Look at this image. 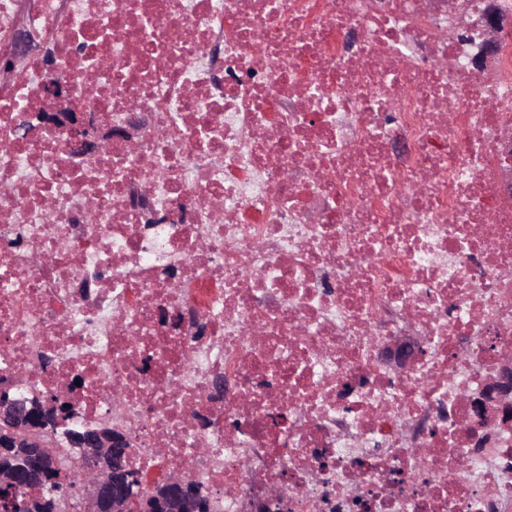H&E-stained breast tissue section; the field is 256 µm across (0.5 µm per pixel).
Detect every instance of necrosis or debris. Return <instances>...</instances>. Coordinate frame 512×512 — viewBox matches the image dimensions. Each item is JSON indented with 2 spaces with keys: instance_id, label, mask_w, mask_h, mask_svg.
Returning <instances> with one entry per match:
<instances>
[{
  "instance_id": "1",
  "label": "necrosis or debris",
  "mask_w": 512,
  "mask_h": 512,
  "mask_svg": "<svg viewBox=\"0 0 512 512\" xmlns=\"http://www.w3.org/2000/svg\"><path fill=\"white\" fill-rule=\"evenodd\" d=\"M449 2L0 0V380L224 512H512V31ZM489 23L486 26L485 39L482 44L480 52L473 60L474 66L480 70L484 68L489 59L497 53V32L507 24V20L500 17L496 11L495 5L490 3L489 8ZM38 112L42 124L65 128L86 148L98 147L119 135L112 126L103 124L99 114L73 107L70 91L64 85L56 84L49 88L45 103ZM507 363L501 366L499 374L490 380L482 389L479 396L475 397V403L483 407L489 403L498 406L503 421L512 420V363L511 359H506Z\"/></svg>"
}]
</instances>
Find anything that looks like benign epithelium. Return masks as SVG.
Wrapping results in <instances>:
<instances>
[{
  "instance_id": "1",
  "label": "benign epithelium",
  "mask_w": 512,
  "mask_h": 512,
  "mask_svg": "<svg viewBox=\"0 0 512 512\" xmlns=\"http://www.w3.org/2000/svg\"><path fill=\"white\" fill-rule=\"evenodd\" d=\"M489 23L480 52L473 60L477 69H482L497 53V32L507 24L500 17L495 5L488 8ZM41 123L62 127L70 132L75 140L85 147H98L109 142L118 132L103 124L101 116L86 112L70 104V91L64 85L56 84L49 88L44 105L40 109ZM475 403L483 407L489 403L498 406L502 420H512V363L501 366L499 374L482 389ZM63 413L58 411L53 399L37 398L31 401L0 391V421L14 424L9 436L25 446H40L48 435L50 423L61 420ZM77 447L85 449L89 462L82 476L79 488V512H130L128 502L135 475L131 473L127 456L128 439L112 427V422L103 420L98 428ZM42 467L39 460L27 459L16 467L0 472V483L8 485L17 494L24 496L20 504L23 509H33L37 498L31 496L33 473ZM283 498L277 492H270L261 501H250L249 512H267L270 505H281ZM213 512L212 504L202 506L191 491L186 479L170 477L152 489L143 512Z\"/></svg>"
}]
</instances>
